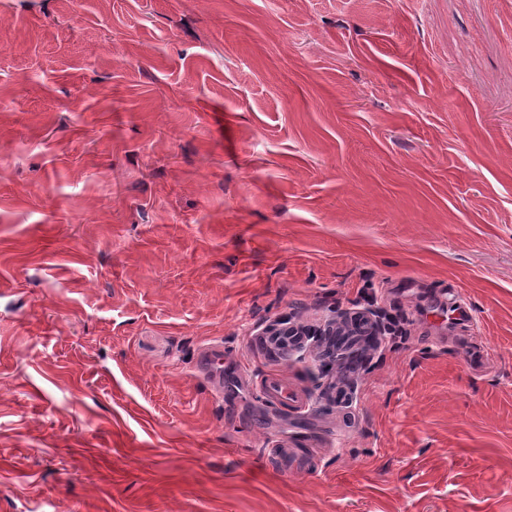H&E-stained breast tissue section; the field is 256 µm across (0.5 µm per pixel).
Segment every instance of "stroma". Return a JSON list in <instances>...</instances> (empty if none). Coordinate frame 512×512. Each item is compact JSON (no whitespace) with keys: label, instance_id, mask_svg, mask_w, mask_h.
<instances>
[{"label":"stroma","instance_id":"stroma-1","mask_svg":"<svg viewBox=\"0 0 512 512\" xmlns=\"http://www.w3.org/2000/svg\"><path fill=\"white\" fill-rule=\"evenodd\" d=\"M0 512H512V0H0ZM322 336H345V342L349 348L354 344L357 346L364 343L365 336H377L375 325H364L358 318L351 319L346 322L342 328L328 329L327 332L322 333Z\"/></svg>","mask_w":512,"mask_h":512}]
</instances>
